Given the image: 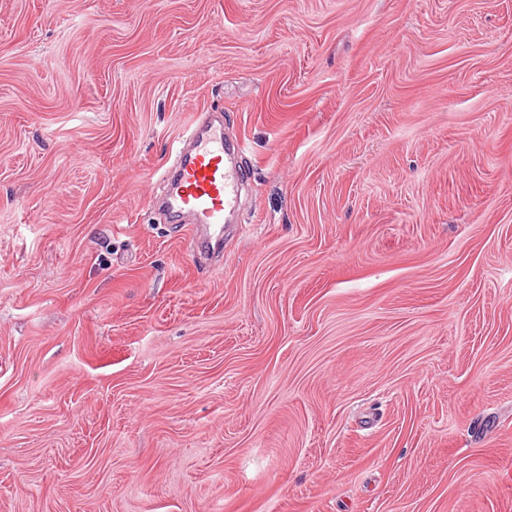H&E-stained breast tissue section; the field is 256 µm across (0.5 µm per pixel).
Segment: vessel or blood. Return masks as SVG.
Wrapping results in <instances>:
<instances>
[{
	"instance_id": "vessel-or-blood-1",
	"label": "vessel or blood",
	"mask_w": 512,
	"mask_h": 512,
	"mask_svg": "<svg viewBox=\"0 0 512 512\" xmlns=\"http://www.w3.org/2000/svg\"><path fill=\"white\" fill-rule=\"evenodd\" d=\"M190 151L180 153L170 179L168 207L193 215L214 237L224 233V215L238 201L239 180L224 164V127L196 120L188 128Z\"/></svg>"
}]
</instances>
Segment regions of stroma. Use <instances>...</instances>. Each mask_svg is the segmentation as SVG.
<instances>
[{
  "mask_svg": "<svg viewBox=\"0 0 512 512\" xmlns=\"http://www.w3.org/2000/svg\"><path fill=\"white\" fill-rule=\"evenodd\" d=\"M0 512H512V0H0ZM193 146L178 156L167 196L175 213L195 217L216 239L224 233V214L237 205L239 180L224 166V127L195 120L188 128Z\"/></svg>",
  "mask_w": 512,
  "mask_h": 512,
  "instance_id": "1",
  "label": "stroma"
}]
</instances>
